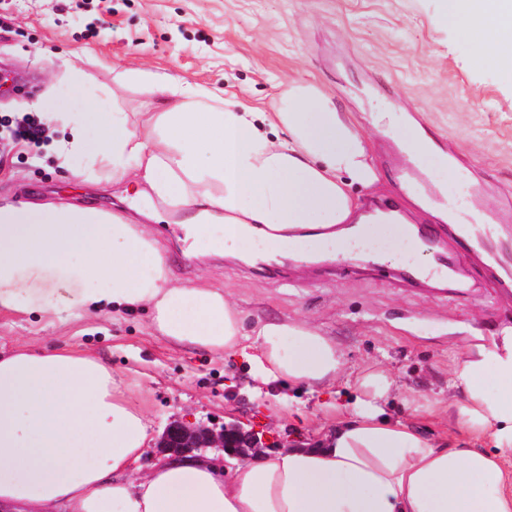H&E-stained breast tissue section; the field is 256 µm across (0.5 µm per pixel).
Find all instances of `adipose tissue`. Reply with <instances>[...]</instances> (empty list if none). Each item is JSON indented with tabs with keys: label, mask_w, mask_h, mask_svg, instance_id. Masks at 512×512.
I'll return each mask as SVG.
<instances>
[{
	"label": "adipose tissue",
	"mask_w": 512,
	"mask_h": 512,
	"mask_svg": "<svg viewBox=\"0 0 512 512\" xmlns=\"http://www.w3.org/2000/svg\"><path fill=\"white\" fill-rule=\"evenodd\" d=\"M446 23L512 85V0H447ZM158 112L139 130L128 113L74 116L42 102L50 154L132 181L187 211L214 246L303 258L352 256L357 240L406 246L402 226L365 220L349 192L376 181L357 121L316 84L296 82L274 111L256 112L148 70ZM98 138L88 143L86 126ZM297 224L341 225L340 236L285 235ZM143 310L177 348L244 360L260 384L310 389L346 373L336 342L300 320H247L222 288L176 284L158 240L132 218L70 203L0 202V314L79 319ZM329 402L335 431L314 448L257 457L232 471L192 456L132 472L147 440L142 411L93 354L20 346L0 353V507L5 512H512V335L471 345L448 371V398L426 402L446 422L427 437L392 420L394 381L357 375Z\"/></svg>",
	"instance_id": "adipose-tissue-1"
}]
</instances>
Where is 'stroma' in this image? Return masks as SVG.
Listing matches in <instances>:
<instances>
[{
	"instance_id": "35a3bbf8",
	"label": "stroma",
	"mask_w": 512,
	"mask_h": 512,
	"mask_svg": "<svg viewBox=\"0 0 512 512\" xmlns=\"http://www.w3.org/2000/svg\"><path fill=\"white\" fill-rule=\"evenodd\" d=\"M444 8V0H0V66L15 79L0 92V199L159 211L147 227L180 282L223 288L251 317L306 320L336 341L350 371L379 361L400 387L447 398L448 369L470 339L496 340L512 327V300L482 266L469 265L464 285L445 290L402 286L391 261L382 270H347L335 260L298 270L286 259L264 271L191 241L185 211L129 183L74 175L36 143L10 136L16 118L37 116L49 95L67 112L84 111L91 95L140 125L159 94L121 86L135 68L263 112L294 82L310 81L360 123L378 174L374 184L352 185L360 205L412 206L397 175L398 132L375 124L393 105L401 123L460 157L449 191L462 180L481 185L490 208L512 195V86L475 64L472 45L442 22ZM19 343L98 354L142 405L155 439L174 419L218 429L233 416L277 435L301 432L310 447L330 431L320 406L335 391H292L294 414L279 413V388L256 390L246 362L173 348L150 333L143 311L37 323L1 314L0 348Z\"/></svg>"
}]
</instances>
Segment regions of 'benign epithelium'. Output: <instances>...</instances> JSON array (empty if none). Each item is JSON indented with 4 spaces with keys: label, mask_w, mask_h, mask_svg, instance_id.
Masks as SVG:
<instances>
[{
    "label": "benign epithelium",
    "mask_w": 512,
    "mask_h": 512,
    "mask_svg": "<svg viewBox=\"0 0 512 512\" xmlns=\"http://www.w3.org/2000/svg\"><path fill=\"white\" fill-rule=\"evenodd\" d=\"M160 447L174 454L194 451L203 454L209 448H221L230 455L240 457L254 456L261 452L260 439L236 424L214 431L207 427H191L181 422H172L161 439Z\"/></svg>",
    "instance_id": "obj_1"
}]
</instances>
